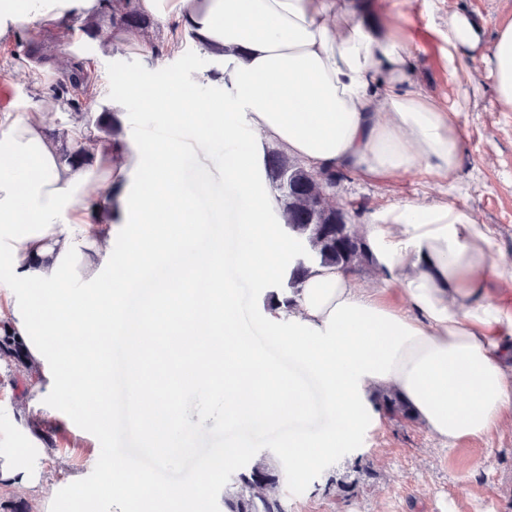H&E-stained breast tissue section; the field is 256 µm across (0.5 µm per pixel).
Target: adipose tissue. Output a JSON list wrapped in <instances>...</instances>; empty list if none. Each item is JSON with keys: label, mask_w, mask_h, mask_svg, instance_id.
<instances>
[{"label": "adipose tissue", "mask_w": 512, "mask_h": 512, "mask_svg": "<svg viewBox=\"0 0 512 512\" xmlns=\"http://www.w3.org/2000/svg\"><path fill=\"white\" fill-rule=\"evenodd\" d=\"M101 7L102 0H0V39L25 25L56 29ZM139 8L193 32L202 51L222 50V66L161 84L116 69L113 105L136 96L167 120L162 132L135 129L121 166L101 149L94 168L72 169L40 115H0V282L12 287L10 321L41 367V407L96 398L88 424L108 437L109 352L114 337H130L125 405L140 443L156 450L158 465L193 461L186 480L162 490L152 470L109 452L96 461L91 485L147 512H199L223 498L224 471L247 448L220 443L206 428L202 447L179 448L185 413L145 374L161 357L170 381L186 375L201 391L205 416L256 431L287 427L278 455L300 475L350 447L377 418L380 388L396 389L427 431L448 442L485 436L511 418L512 309L495 290L512 282V265L496 261L493 229L456 203H405L366 225L372 267L402 283L401 301L354 273L317 266L291 308L262 310L257 324L274 348L253 343L236 318L239 282L278 283L293 248L265 185L268 145L314 171L336 167L383 181L428 172L455 182L459 115L411 89L416 54L406 29L363 17L356 0H139ZM434 31L455 73L468 71L485 47L495 99L512 110V22L486 45L460 12ZM203 81L222 89L206 123L186 93ZM185 128L199 145L224 143L226 194L210 208L233 224L230 240L214 236L184 192ZM132 175L136 200L113 195V184ZM95 189L102 205L134 209V222L93 225ZM35 288L53 320L36 309ZM58 331L98 344L69 360L47 342ZM315 407L320 425L300 428ZM37 458L26 442L0 448V483L50 504L59 487L41 482Z\"/></svg>", "instance_id": "obj_1"}]
</instances>
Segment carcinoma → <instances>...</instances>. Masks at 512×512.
I'll return each mask as SVG.
<instances>
[{
    "mask_svg": "<svg viewBox=\"0 0 512 512\" xmlns=\"http://www.w3.org/2000/svg\"><path fill=\"white\" fill-rule=\"evenodd\" d=\"M112 30L142 39L155 26L154 18L139 11L136 0H103L101 15L81 20L80 29L90 39L98 37L102 24ZM24 56L36 66L51 68L56 58L32 39L22 43ZM93 78L86 61L72 56L51 89V99L64 102L75 111L81 110L83 96ZM49 137L60 144L63 159L76 170L92 165L96 152L105 141L122 149V126L115 114L104 111L86 132L75 137L63 125L47 130ZM264 168L268 180L278 191V216L295 242L302 245L305 257L296 261L288 287H296L308 274L310 265L336 266L353 272L370 269L365 235L350 223L348 213L332 206L330 191L336 187V169H306L278 149L266 152ZM0 359L24 365L27 354L23 344L7 325L0 324ZM376 402L383 415L408 421L415 416L390 388L376 393ZM288 478L282 466L262 457L250 467L236 473L224 487L226 512H285L280 488Z\"/></svg>",
    "mask_w": 512,
    "mask_h": 512,
    "instance_id": "1",
    "label": "carcinoma"
}]
</instances>
